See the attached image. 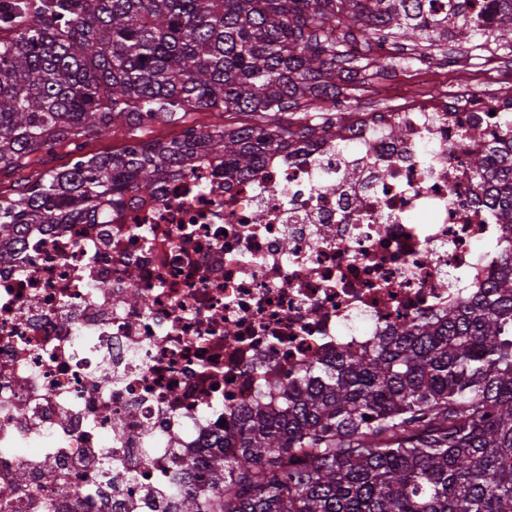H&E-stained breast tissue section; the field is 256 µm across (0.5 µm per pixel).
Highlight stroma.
Here are the masks:
<instances>
[{
  "label": "stroma",
  "instance_id": "35a3bbf8",
  "mask_svg": "<svg viewBox=\"0 0 512 512\" xmlns=\"http://www.w3.org/2000/svg\"><path fill=\"white\" fill-rule=\"evenodd\" d=\"M354 41L360 47L358 60L345 61L346 69L352 70V78L340 85L342 102L334 111L316 110L310 112H291L282 116V123L292 127L318 124L328 120L330 114L341 118H350L360 112H381L397 106L396 98L380 92L377 88L379 78L389 75L399 77L401 83L413 94L428 95L437 90L469 84L477 89L490 88L494 77L512 75V51L490 49L487 56L469 64L471 55L469 45L454 41L434 50L431 57L419 60L416 57H402L398 54L402 40L389 41L388 52H380L377 41L362 33H355ZM364 59H376L381 64L378 76L368 75L362 70L360 62ZM212 117L207 112L191 115L188 123H162L149 121L141 124L134 133L104 138L94 134L72 141H65L51 151L39 153L34 163L25 165L19 172L0 178V198L16 196L29 181L39 178L47 170L66 167L74 163L79 156L88 154H109L119 152L139 141L168 142L182 138L187 127L205 129Z\"/></svg>",
  "mask_w": 512,
  "mask_h": 512
}]
</instances>
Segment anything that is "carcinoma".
Instances as JSON below:
<instances>
[{
  "mask_svg": "<svg viewBox=\"0 0 512 512\" xmlns=\"http://www.w3.org/2000/svg\"><path fill=\"white\" fill-rule=\"evenodd\" d=\"M432 2L0 0V171L145 119L201 110L254 119L46 172L0 199V263L30 224H96L125 194L154 196L204 161L247 176L265 155L327 134L276 116L336 107L345 75L325 35L332 24L423 52L463 21L512 50V0H492L491 26L472 0H446L438 15ZM469 166L491 183L502 226L487 286L368 349L312 361L280 404L242 410L224 441L237 455L209 459V502L202 509L187 494L174 512H512V138Z\"/></svg>",
  "mask_w": 512,
  "mask_h": 512,
  "instance_id": "obj_1",
  "label": "carcinoma"
}]
</instances>
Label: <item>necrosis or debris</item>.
I'll return each mask as SVG.
<instances>
[{
  "label": "necrosis or debris",
  "instance_id": "necrosis-or-debris-1",
  "mask_svg": "<svg viewBox=\"0 0 512 512\" xmlns=\"http://www.w3.org/2000/svg\"><path fill=\"white\" fill-rule=\"evenodd\" d=\"M511 129L512 90L465 85L245 177L201 163L100 224L30 226L0 265V512L207 504L239 409L490 277L500 228L468 159Z\"/></svg>",
  "mask_w": 512,
  "mask_h": 512
}]
</instances>
